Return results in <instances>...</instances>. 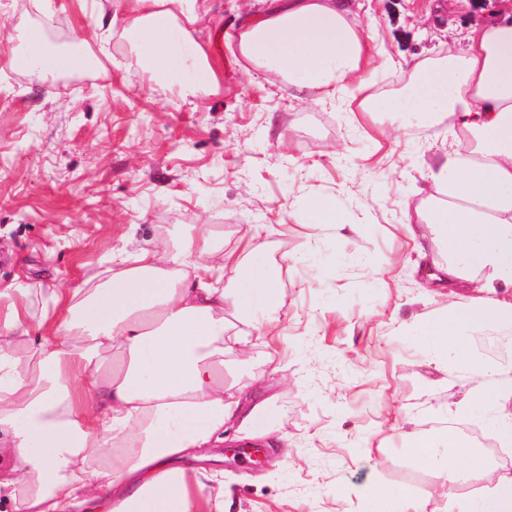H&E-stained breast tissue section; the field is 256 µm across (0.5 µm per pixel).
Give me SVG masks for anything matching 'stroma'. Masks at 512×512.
<instances>
[{
	"instance_id": "obj_1",
	"label": "stroma",
	"mask_w": 512,
	"mask_h": 512,
	"mask_svg": "<svg viewBox=\"0 0 512 512\" xmlns=\"http://www.w3.org/2000/svg\"><path fill=\"white\" fill-rule=\"evenodd\" d=\"M192 37L220 78L173 74L186 91L149 88L119 30L100 29L119 0H0V17L44 28L51 44L97 37V69L35 83L8 66L0 43V292L75 288L128 254L220 224L233 247L241 227L261 231L282 265L271 316L280 337L238 378L279 382L271 428L289 453L268 459L210 449L224 473V512H358L378 481L411 485L421 512H449L428 496L434 474L415 469L405 421L440 426L472 384L425 365L402 334L449 304L426 288L404 227L419 205L445 128L392 125L343 98L298 103L285 80L246 71L237 57L242 18L262 0H197ZM491 0H352L378 55L370 93L388 95L414 65L461 42ZM332 197L357 232L336 237L307 222L311 201Z\"/></svg>"
}]
</instances>
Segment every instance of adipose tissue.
I'll use <instances>...</instances> for the list:
<instances>
[{
	"mask_svg": "<svg viewBox=\"0 0 512 512\" xmlns=\"http://www.w3.org/2000/svg\"><path fill=\"white\" fill-rule=\"evenodd\" d=\"M119 22L150 83L167 85L178 69L207 66L205 48L175 55V35L200 22L195 0H129ZM0 38L18 42L12 67L47 76L92 70L95 38L53 47L41 29ZM242 61L288 80L298 101L342 96L361 111L378 107L367 92L375 63L369 36L345 0H270L239 24ZM419 126L451 127L454 138L430 167L428 186L409 230L418 249L441 255L432 287L466 293L463 306L419 317L404 336L427 364L463 371L477 385L449 408L455 419L489 420L503 447L512 446V361L489 364L469 342L471 332L512 328V18L473 26L463 49L417 63L410 81L386 106ZM219 232L195 225L179 246L111 255L115 271L75 289L51 288L39 319L28 307L0 321V496L12 512H212L207 474L189 488L176 457L202 460L203 449L259 440L277 398V382L238 384L234 368L271 347L270 316L279 268L261 260L254 231L234 248ZM232 279H225V270ZM91 382L77 387L76 379ZM415 467L437 473L430 495L458 497V512H512V471L492 468L461 433L408 431ZM411 489L373 484L363 512H408Z\"/></svg>",
	"mask_w": 512,
	"mask_h": 512,
	"instance_id": "ef3b65f1",
	"label": "adipose tissue"
}]
</instances>
